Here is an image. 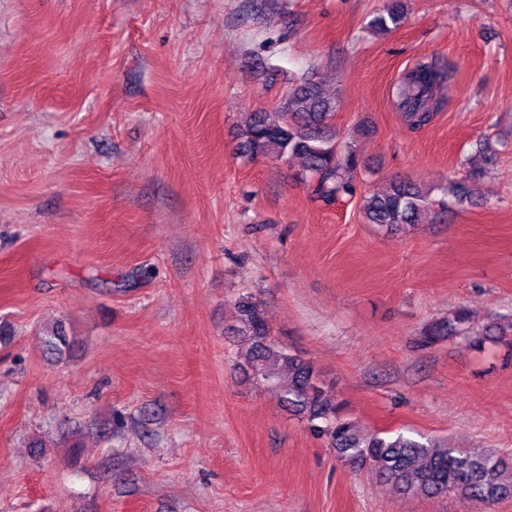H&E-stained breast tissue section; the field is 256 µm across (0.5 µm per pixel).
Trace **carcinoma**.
Here are the masks:
<instances>
[{
  "instance_id": "carcinoma-1",
  "label": "carcinoma",
  "mask_w": 512,
  "mask_h": 512,
  "mask_svg": "<svg viewBox=\"0 0 512 512\" xmlns=\"http://www.w3.org/2000/svg\"><path fill=\"white\" fill-rule=\"evenodd\" d=\"M405 14V0H389L369 21V27L389 31L400 25ZM446 79L436 65L419 64L396 85V106L409 129L418 130L431 121L437 107L434 90ZM337 106V99L322 95L316 84L301 79L274 110L249 114L238 132L240 149L252 157L300 161L303 172L314 182V191L327 202L351 196L361 161L351 144L339 143L329 133ZM478 178L479 173L469 171L446 182L441 191L448 201L462 206L472 201ZM431 205L429 193L417 183L394 180L385 193L363 199L362 215L366 223L395 235L420 223ZM453 333L448 322H437L422 332L421 345H431ZM224 335L248 340L238 368L274 390L283 406L306 419L310 433L327 440L341 460L370 466L373 474L402 494L455 496L478 512L512 500V460L483 448H450L401 433H363L342 418L330 392L317 382L314 366L278 344L263 308L251 294L242 293L235 299L234 317L225 325ZM45 345L60 359L72 342L58 325L45 336Z\"/></svg>"
}]
</instances>
